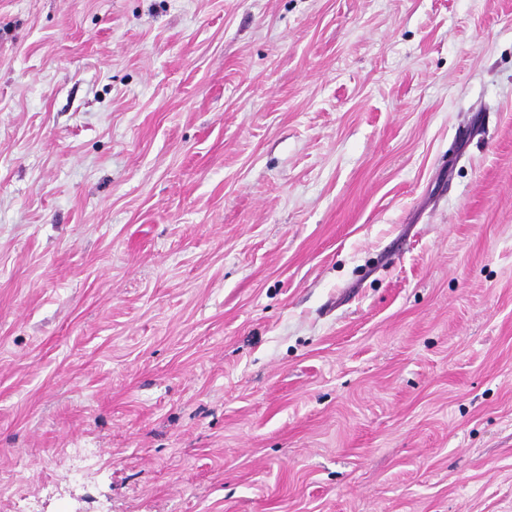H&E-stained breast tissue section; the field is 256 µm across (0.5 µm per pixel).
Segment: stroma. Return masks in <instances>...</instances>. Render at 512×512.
Masks as SVG:
<instances>
[{"instance_id":"35a3bbf8","label":"stroma","mask_w":512,"mask_h":512,"mask_svg":"<svg viewBox=\"0 0 512 512\" xmlns=\"http://www.w3.org/2000/svg\"><path fill=\"white\" fill-rule=\"evenodd\" d=\"M0 512H512V0H0Z\"/></svg>"}]
</instances>
